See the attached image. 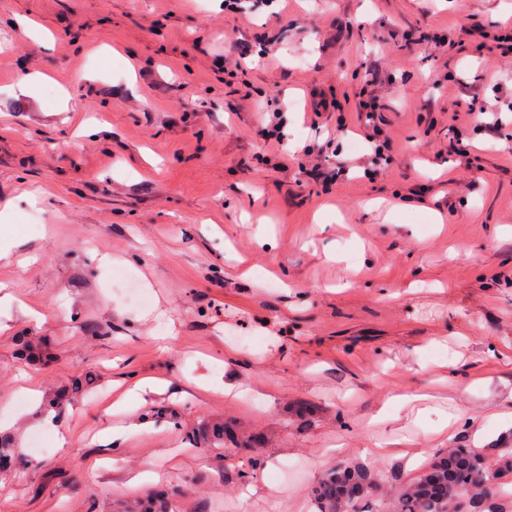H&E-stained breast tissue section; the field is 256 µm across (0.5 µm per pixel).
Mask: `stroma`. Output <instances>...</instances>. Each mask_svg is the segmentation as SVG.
<instances>
[{
    "instance_id": "35a3bbf8",
    "label": "stroma",
    "mask_w": 512,
    "mask_h": 512,
    "mask_svg": "<svg viewBox=\"0 0 512 512\" xmlns=\"http://www.w3.org/2000/svg\"><path fill=\"white\" fill-rule=\"evenodd\" d=\"M243 5L0 0V512H139L160 494L169 512H311L336 466L405 480L512 431V143L465 131L468 170L447 151L449 113L469 109L451 75L512 103V72L452 30L510 25L512 0ZM236 27L278 43L231 78ZM440 28L437 55L397 37ZM375 62L404 70L389 173L327 191L261 161L269 82L287 152L348 155L312 126L314 93L354 111ZM451 177L473 183L453 216L434 205ZM219 422L257 443L248 482Z\"/></svg>"
}]
</instances>
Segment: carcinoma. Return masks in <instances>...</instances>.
Here are the masks:
<instances>
[{"mask_svg": "<svg viewBox=\"0 0 512 512\" xmlns=\"http://www.w3.org/2000/svg\"><path fill=\"white\" fill-rule=\"evenodd\" d=\"M367 465L327 471L312 491L316 512H512V441L488 454L436 451L418 473L382 497Z\"/></svg>", "mask_w": 512, "mask_h": 512, "instance_id": "cac0c4a2", "label": "carcinoma"}]
</instances>
